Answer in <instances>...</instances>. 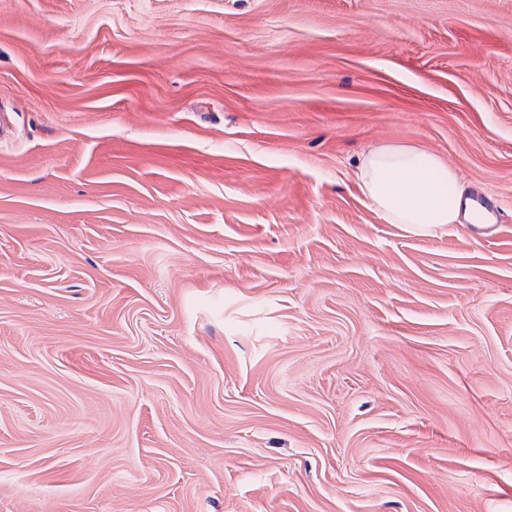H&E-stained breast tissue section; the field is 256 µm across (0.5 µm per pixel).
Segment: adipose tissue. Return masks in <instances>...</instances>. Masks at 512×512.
I'll return each instance as SVG.
<instances>
[{"instance_id": "ef3b65f1", "label": "adipose tissue", "mask_w": 512, "mask_h": 512, "mask_svg": "<svg viewBox=\"0 0 512 512\" xmlns=\"http://www.w3.org/2000/svg\"><path fill=\"white\" fill-rule=\"evenodd\" d=\"M359 186L372 208L390 224L458 223L465 190L457 174L430 152L383 146L365 153Z\"/></svg>"}]
</instances>
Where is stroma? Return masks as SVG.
I'll return each mask as SVG.
<instances>
[{"label": "stroma", "mask_w": 512, "mask_h": 512, "mask_svg": "<svg viewBox=\"0 0 512 512\" xmlns=\"http://www.w3.org/2000/svg\"><path fill=\"white\" fill-rule=\"evenodd\" d=\"M0 512H512V0H0ZM357 177L372 208L389 224L459 223L465 190L457 174L433 153L377 147L362 156Z\"/></svg>", "instance_id": "35a3bbf8"}]
</instances>
